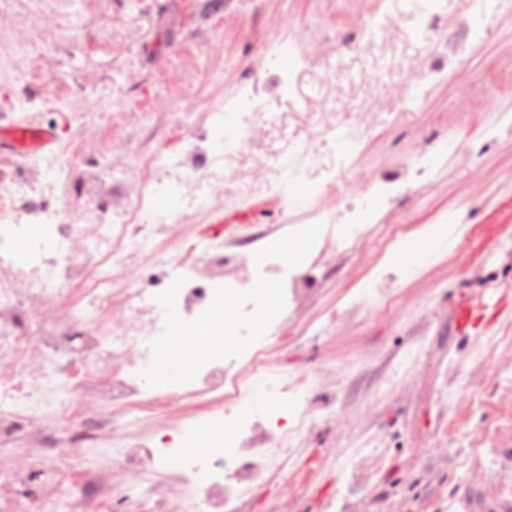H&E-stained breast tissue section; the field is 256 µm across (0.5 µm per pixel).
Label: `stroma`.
I'll use <instances>...</instances> for the list:
<instances>
[{
	"label": "stroma",
	"mask_w": 512,
	"mask_h": 512,
	"mask_svg": "<svg viewBox=\"0 0 512 512\" xmlns=\"http://www.w3.org/2000/svg\"><path fill=\"white\" fill-rule=\"evenodd\" d=\"M13 10L37 18L33 36L47 43L48 53L24 79L0 74V114L15 120L23 114L13 105L16 97L53 88L61 100L52 121L56 150L86 160L106 152L121 133L145 151L167 153L179 151L184 135L164 110L128 127L102 120L97 139L85 140L72 115L86 98L111 97L120 106L151 96L166 82L167 61L177 57L186 66L177 100L202 108L234 87L258 48L291 24L332 29L356 13L355 0H259L255 7L244 0H15ZM59 11L103 19L105 30H87L75 40L58 23H40L43 14ZM492 23L494 38L449 66L447 83L405 115L402 131L382 123L372 129L343 182L359 194L370 180L395 179L398 169L388 155L399 138L410 146L422 137L452 136L472 148L469 160L442 158L431 185L411 186L400 208L370 213L351 249L326 252L327 272L314 281L311 304L283 328L281 339L268 341L272 360L289 371L308 378L322 367L333 371L293 451L299 463L315 458L319 464L306 486L292 491L291 512H495L499 502L512 512V480L474 484L457 466L458 451L470 447L481 449L490 470L512 464V341L504 336L512 304L478 344L454 328L460 291L512 296V133L490 131L497 113H512V87H500L501 70L512 65V14H498ZM213 39L223 40V56L198 67V50ZM424 55L423 43L402 37L338 53L339 77L309 109L395 108L409 67ZM130 57L137 74L125 97H114L117 72ZM255 211L271 229L257 251L277 253L284 242L303 239V225L285 223L276 204L237 197L223 216ZM446 215L459 216L462 230L449 246L412 268L395 261L408 240L442 228ZM487 224L501 231L491 255L480 260L470 240ZM375 287L390 291L386 306L367 302ZM333 410L353 420L355 442L341 439L328 419ZM357 468L368 475L362 501L347 493Z\"/></svg>",
	"instance_id": "obj_1"
}]
</instances>
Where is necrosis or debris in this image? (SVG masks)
Returning <instances> with one entry per match:
<instances>
[{
  "mask_svg": "<svg viewBox=\"0 0 512 512\" xmlns=\"http://www.w3.org/2000/svg\"><path fill=\"white\" fill-rule=\"evenodd\" d=\"M489 0H365L357 23L337 28L339 47L360 48L399 33L423 41L429 62L401 86L397 114L414 111L447 75L441 61L461 54L464 31L490 39ZM273 86L242 81L203 112L180 113L183 146L144 154L129 136L113 139L92 164L73 153L31 158L24 177L0 179V512H246L247 495L284 472L272 512H288L302 475L287 468L305 432L319 382L272 362L266 346L242 341L239 355L202 350L191 381L157 377L158 348L174 323L206 321L215 297L248 328L257 303L252 283L276 275L280 315L313 294L318 262L293 267L276 255L256 262L242 242L206 232L173 244L158 238L223 206L230 195L278 196L296 203L286 223L302 224L323 250L337 221L324 205L342 195L337 172L372 128L371 112L304 113L319 145L301 133L272 143L286 108L298 106L296 81L320 70L335 79L330 48L314 26L289 28L260 49ZM447 140L394 153L402 181L425 180ZM30 257L15 263L14 243ZM249 367L239 376L237 361ZM298 406L269 425L250 412L255 383ZM230 420L235 434L199 457L171 447L173 433L203 429L178 420L189 400Z\"/></svg>",
  "mask_w": 512,
  "mask_h": 512,
  "instance_id": "necrosis-or-debris-1",
  "label": "necrosis or debris"
}]
</instances>
